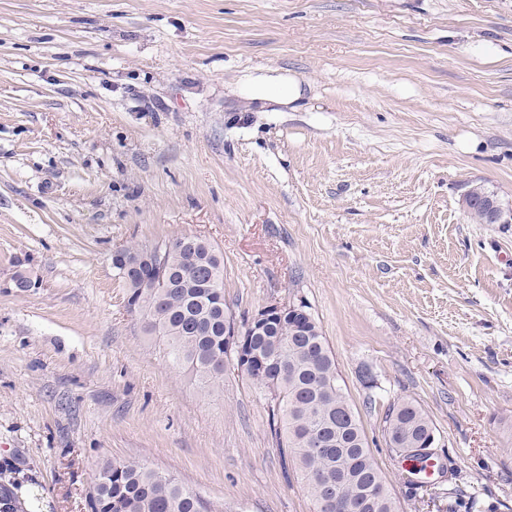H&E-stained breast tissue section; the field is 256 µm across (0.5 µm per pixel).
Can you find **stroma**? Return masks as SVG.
Returning <instances> with one entry per match:
<instances>
[{"instance_id": "35a3bbf8", "label": "stroma", "mask_w": 512, "mask_h": 512, "mask_svg": "<svg viewBox=\"0 0 512 512\" xmlns=\"http://www.w3.org/2000/svg\"><path fill=\"white\" fill-rule=\"evenodd\" d=\"M473 183L512 212V0H0L19 496L91 512L100 468L136 462L217 508L314 512L265 399L231 370L202 394L123 304L117 248L198 235L237 320L308 303L403 512H512V223L468 219ZM400 398L435 426L419 486L382 433Z\"/></svg>"}]
</instances>
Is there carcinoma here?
I'll use <instances>...</instances> for the list:
<instances>
[{"instance_id": "1", "label": "carcinoma", "mask_w": 512, "mask_h": 512, "mask_svg": "<svg viewBox=\"0 0 512 512\" xmlns=\"http://www.w3.org/2000/svg\"><path fill=\"white\" fill-rule=\"evenodd\" d=\"M471 188L474 203L468 217L483 224L488 191L478 183ZM140 276L130 269L122 283L137 302L145 331L164 341L173 365L195 373L203 391L219 387L226 367L224 322L234 315L216 306L215 291L208 283H218V292H224L223 255L210 242H196L181 261L167 269V287L142 288ZM296 324L295 319H285L271 334L255 337V344L274 353L281 366L276 380L269 382L245 369L238 374L262 395L271 384L278 390L280 406L269 409L270 429L297 466L314 505L320 504L323 489L311 473L319 471L339 477L347 495L364 492L362 512H401L371 455L359 412L350 402L320 326L303 333ZM383 422L397 424V440L386 443L397 456L434 430L428 413L410 398L388 404ZM313 433L329 448L321 457L310 453L309 435ZM94 512L214 510L208 500L174 476L132 462L102 467L94 488Z\"/></svg>"}]
</instances>
